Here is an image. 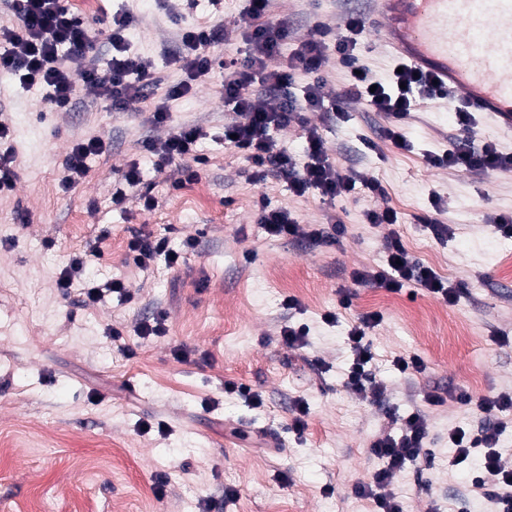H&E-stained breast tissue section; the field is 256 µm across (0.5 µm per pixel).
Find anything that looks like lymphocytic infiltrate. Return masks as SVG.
Masks as SVG:
<instances>
[{"instance_id":"obj_1","label":"lymphocytic infiltrate","mask_w":512,"mask_h":512,"mask_svg":"<svg viewBox=\"0 0 512 512\" xmlns=\"http://www.w3.org/2000/svg\"><path fill=\"white\" fill-rule=\"evenodd\" d=\"M267 0H250L245 12L248 54L243 61H230L224 79V101L232 105L234 118L225 127L228 144L241 153L255 167L258 179L276 173L288 184L289 190L302 197L316 192L321 198L333 200L352 195L357 187L353 177L343 174L331 160L326 142L317 127L304 124L302 114L331 109L340 112L352 98L363 99L376 112L389 120L384 138L395 147L406 149L410 141L406 122L414 109L416 96L431 98L440 95L439 86L424 74H415L411 66L392 73L387 83H375L368 70L362 69L356 53L365 31L362 17L349 16L344 34L331 38L321 28H314L299 48L290 56H283L282 45L290 32L286 24H273L265 19ZM13 24L0 23V71L13 75L26 88L45 90L44 103L53 110L65 111L74 98L76 82L99 98L111 101L113 109L120 110L131 101H147L148 72L143 61L133 55L124 36L130 24L125 14L113 15L105 30L112 48L106 63H99L93 53L86 20L61 0H12ZM224 27L220 24L197 23L184 28L182 52L176 61L186 78L172 86L168 95L178 99L188 95L199 83L209 80L217 62L211 56L212 45L223 41ZM286 57L280 68H269L268 62ZM337 57L350 68L352 76L343 90L327 91L319 75L329 57ZM312 74L302 98L290 96L296 72ZM300 123L307 143V160L297 164L295 158L282 150L272 137V129H283ZM202 132L197 127L174 128L167 138L146 142L144 148L155 158L156 172H164L175 159H182L184 180L199 179L202 157L196 154V144ZM110 144L97 137L73 143L60 165V184L70 189L85 178L88 160L108 153ZM436 167H448L469 172H495L512 168V154L500 151L494 143L474 145L467 138L453 141L443 154L431 156ZM259 224L273 238H291L312 246L333 244L346 232L339 221L324 224H301L288 211L270 208L260 201ZM86 261L72 259L60 272L57 286L63 292L78 290L84 304L102 303L106 296L125 297L122 281L97 283L85 276ZM355 283L372 285L391 292H400L405 284L448 304L459 298L456 288L445 285L442 278L429 267L417 263L405 249L400 236H393L388 244L383 266L354 271ZM382 320L380 313L361 316L347 332L353 360L345 385L355 393H371L374 401L386 396L384 385L367 384V367L373 360L367 331ZM461 404L475 407L482 417L477 428H455L452 446L455 454L452 465L478 459L480 473L475 476L477 487L485 488L495 512H512V469L506 468L499 451V441L505 429L500 416L512 410V393L472 396L460 394ZM428 437V424L422 414L413 412L402 419L400 436H384L371 448L382 466L370 481L357 485L359 495L373 499L377 512H403V505L390 487V480L406 465L418 461ZM495 476L493 487H486L485 475Z\"/></svg>"}]
</instances>
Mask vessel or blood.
Returning a JSON list of instances; mask_svg holds the SVG:
<instances>
[{"label": "vessel or blood", "mask_w": 512, "mask_h": 512, "mask_svg": "<svg viewBox=\"0 0 512 512\" xmlns=\"http://www.w3.org/2000/svg\"><path fill=\"white\" fill-rule=\"evenodd\" d=\"M376 36L512 132V0H375Z\"/></svg>", "instance_id": "b4317fda"}]
</instances>
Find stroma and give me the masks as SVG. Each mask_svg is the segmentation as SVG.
I'll use <instances>...</instances> for the list:
<instances>
[{
	"label": "stroma",
	"mask_w": 512,
	"mask_h": 512,
	"mask_svg": "<svg viewBox=\"0 0 512 512\" xmlns=\"http://www.w3.org/2000/svg\"><path fill=\"white\" fill-rule=\"evenodd\" d=\"M70 3L92 22L132 16L125 36L159 101L184 78L171 62L184 27L223 25L224 40L211 49L217 60L247 50L241 17L248 0ZM350 14L366 21L362 64L388 79L394 55L374 34L371 0H269L267 17L287 22V56L314 26L342 32ZM220 84L216 76L167 101L169 125L201 129L198 152L207 160L198 180L176 189L179 164L157 173L142 147L169 127L153 125L143 103L116 111L82 90L76 108L49 112L40 89L0 73V120L11 130L17 173L14 190L0 197V512H26L30 503L47 512H374L373 501L355 492L381 466L371 445L398 435L392 416L414 411L426 416L430 434L421 462L392 480L405 512H491L472 485L478 461L449 468L448 432L479 420L456 402L458 393L512 390V273L503 261L512 237L491 228L497 216L512 215V169L483 175L427 162L426 153L460 135L447 100L420 101L406 123L408 151L384 140L387 118L360 100L306 118L342 171L378 180L384 196L297 197L275 175L255 180L250 164L226 149L232 112ZM96 136L109 139L111 151L90 159L86 179L63 190L64 155ZM134 159L152 208L133 198L111 203ZM262 197L302 224L336 216L346 233L320 247L270 239L258 222ZM387 206L398 224L366 223L367 210ZM434 223L450 225L452 236L436 239ZM393 231L413 259L464 286L455 305L422 291L353 283V271L382 265ZM139 232L167 238L183 254L179 265L160 256L147 270L135 268L128 244ZM189 237L196 244L187 250ZM85 254L94 257L87 277L123 281L131 301L87 305L62 294L61 269ZM346 295L347 309L340 304ZM329 312L337 323L324 321ZM373 312L382 321L368 336L372 378L387 388L379 404L344 385L352 362L347 331ZM159 314L165 335H136L138 322ZM290 322L309 327L305 347L284 342ZM112 327L123 330L135 357L112 343ZM399 355L418 356L422 371L399 373L392 364ZM229 382L260 394L262 407L226 390ZM429 392L444 404L426 403ZM299 398L309 407L300 433L292 428ZM159 421L167 434L154 431ZM163 472L159 499L154 483ZM229 488L234 498H226Z\"/></svg>",
	"instance_id": "1"
}]
</instances>
